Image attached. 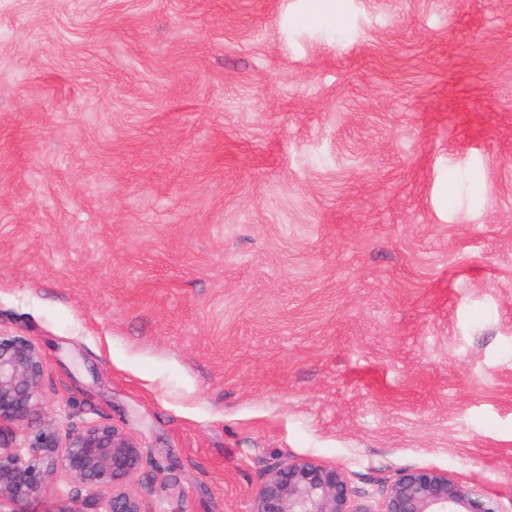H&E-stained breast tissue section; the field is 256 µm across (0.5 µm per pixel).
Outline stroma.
I'll list each match as a JSON object with an SVG mask.
<instances>
[{
  "label": "stroma",
  "instance_id": "stroma-1",
  "mask_svg": "<svg viewBox=\"0 0 512 512\" xmlns=\"http://www.w3.org/2000/svg\"><path fill=\"white\" fill-rule=\"evenodd\" d=\"M334 2L0 0V330L151 512L303 457L512 501V0Z\"/></svg>",
  "mask_w": 512,
  "mask_h": 512
}]
</instances>
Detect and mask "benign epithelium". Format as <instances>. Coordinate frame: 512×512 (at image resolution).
Here are the masks:
<instances>
[{"label": "benign epithelium", "instance_id": "7a95c632", "mask_svg": "<svg viewBox=\"0 0 512 512\" xmlns=\"http://www.w3.org/2000/svg\"><path fill=\"white\" fill-rule=\"evenodd\" d=\"M46 360L28 337L0 331V512L56 491L58 472L73 481L67 496L79 512H148L146 496L170 488L166 469L155 467L154 485L131 489L145 463L137 439L107 420H75L62 434L40 418ZM249 512H508L502 501L456 481L445 471L404 470L379 495L353 489L347 473L312 459L271 465Z\"/></svg>", "mask_w": 512, "mask_h": 512}]
</instances>
